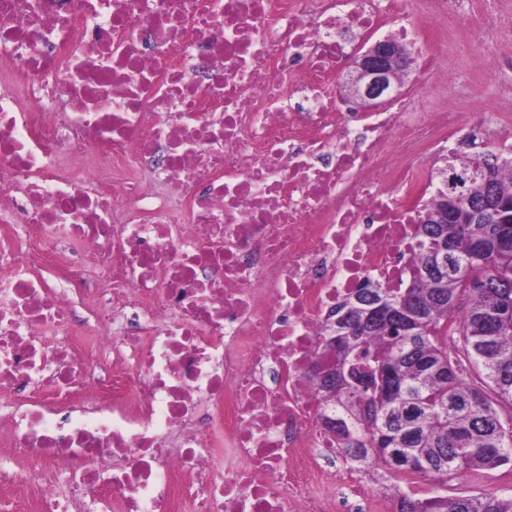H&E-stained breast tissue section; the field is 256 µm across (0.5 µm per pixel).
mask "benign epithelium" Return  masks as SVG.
Here are the masks:
<instances>
[{
  "instance_id": "7a95c632",
  "label": "benign epithelium",
  "mask_w": 512,
  "mask_h": 512,
  "mask_svg": "<svg viewBox=\"0 0 512 512\" xmlns=\"http://www.w3.org/2000/svg\"><path fill=\"white\" fill-rule=\"evenodd\" d=\"M412 71L413 58L405 44L389 39L369 44L364 40L352 59L340 94L365 109L384 108L398 98ZM488 179L489 170L481 163L460 173L454 181L461 188L465 183Z\"/></svg>"
}]
</instances>
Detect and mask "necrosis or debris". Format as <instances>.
<instances>
[{
  "label": "necrosis or debris",
  "instance_id": "1",
  "mask_svg": "<svg viewBox=\"0 0 512 512\" xmlns=\"http://www.w3.org/2000/svg\"><path fill=\"white\" fill-rule=\"evenodd\" d=\"M461 12L480 36L471 0H0V512H395L311 367L499 119L355 112L336 74L359 29L455 86Z\"/></svg>",
  "mask_w": 512,
  "mask_h": 512
}]
</instances>
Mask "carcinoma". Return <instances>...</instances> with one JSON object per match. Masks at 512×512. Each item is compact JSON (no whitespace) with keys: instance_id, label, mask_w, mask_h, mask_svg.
<instances>
[{"instance_id":"obj_1","label":"carcinoma","mask_w":512,"mask_h":512,"mask_svg":"<svg viewBox=\"0 0 512 512\" xmlns=\"http://www.w3.org/2000/svg\"><path fill=\"white\" fill-rule=\"evenodd\" d=\"M493 205L433 183L405 287L370 279L340 300L323 350L342 371L319 376L345 451L392 477H429L423 498L395 487L400 512H512V494L448 495V479L512 465V156L483 153ZM457 343L448 344V336Z\"/></svg>"}]
</instances>
